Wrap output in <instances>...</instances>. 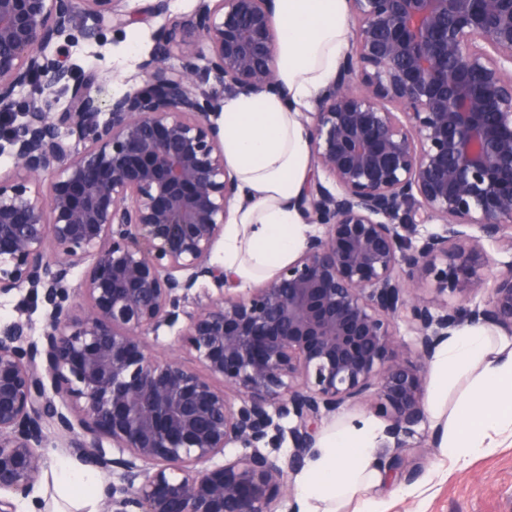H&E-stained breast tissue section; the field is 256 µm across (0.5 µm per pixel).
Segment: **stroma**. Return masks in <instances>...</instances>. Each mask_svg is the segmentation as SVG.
Here are the masks:
<instances>
[{
    "label": "stroma",
    "instance_id": "35a3bbf8",
    "mask_svg": "<svg viewBox=\"0 0 512 512\" xmlns=\"http://www.w3.org/2000/svg\"><path fill=\"white\" fill-rule=\"evenodd\" d=\"M152 0H129L135 15L124 34L109 33L103 42L78 41L67 45L62 55L67 63L96 72L98 77L124 86L146 81L138 64L151 52L156 30L165 22L194 13L197 0H169L166 16H155ZM47 469L30 499L18 505V512H35L37 500H44L45 512H58L62 505L53 487V471L72 457L56 434H49ZM380 456L396 466L370 491L379 512H512V439L500 441L488 455L473 459L466 467L452 466L433 437L429 420H422L401 448H383ZM409 495H400L402 487Z\"/></svg>",
    "mask_w": 512,
    "mask_h": 512
}]
</instances>
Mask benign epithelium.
<instances>
[{
	"label": "benign epithelium",
	"mask_w": 512,
	"mask_h": 512,
	"mask_svg": "<svg viewBox=\"0 0 512 512\" xmlns=\"http://www.w3.org/2000/svg\"><path fill=\"white\" fill-rule=\"evenodd\" d=\"M126 2L0 0V298L43 313L37 340L0 328V512L39 483L49 427L118 474L102 512H277L323 418L366 399L398 444L440 343L512 335V260L484 248L512 254V0H349L296 201L324 231L246 295L211 262L237 193L217 119L224 89L277 90L275 0H199L156 31L146 84L107 95L58 41L124 28ZM179 323L196 367L148 341Z\"/></svg>",
	"instance_id": "7a95c632"
}]
</instances>
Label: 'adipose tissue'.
Listing matches in <instances>:
<instances>
[{"instance_id": "ef3b65f1", "label": "adipose tissue", "mask_w": 512, "mask_h": 512, "mask_svg": "<svg viewBox=\"0 0 512 512\" xmlns=\"http://www.w3.org/2000/svg\"><path fill=\"white\" fill-rule=\"evenodd\" d=\"M276 13L278 90L229 96L219 119L238 184L219 263L242 288L304 245L308 227L296 201L312 174V147L301 115L321 99L352 38L345 0H276ZM431 377L427 409L451 462L492 452L491 435L512 437V339L485 325L463 327L439 346ZM382 434L369 417L329 431L309 463L302 505L339 504L380 482L385 465L374 448ZM54 481L75 512H96L97 472L64 465Z\"/></svg>"}]
</instances>
